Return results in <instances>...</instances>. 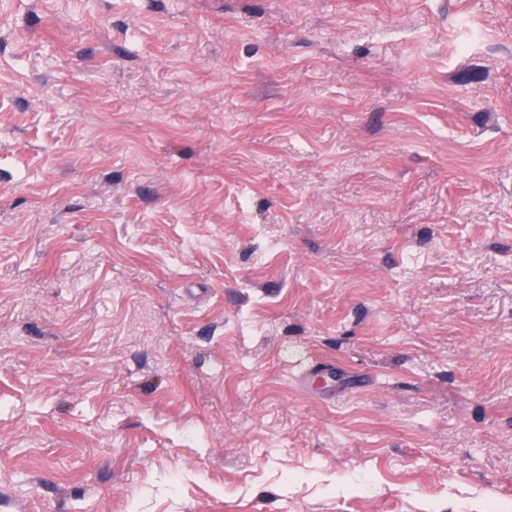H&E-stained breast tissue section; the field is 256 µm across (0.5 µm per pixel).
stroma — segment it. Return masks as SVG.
I'll list each match as a JSON object with an SVG mask.
<instances>
[{
	"instance_id": "1",
	"label": "stroma",
	"mask_w": 512,
	"mask_h": 512,
	"mask_svg": "<svg viewBox=\"0 0 512 512\" xmlns=\"http://www.w3.org/2000/svg\"><path fill=\"white\" fill-rule=\"evenodd\" d=\"M489 498L512 0H0V512ZM296 381L305 387L318 382L321 393L331 398L341 394L344 389L342 371L334 363L321 359L316 360L305 373L297 375Z\"/></svg>"
}]
</instances>
